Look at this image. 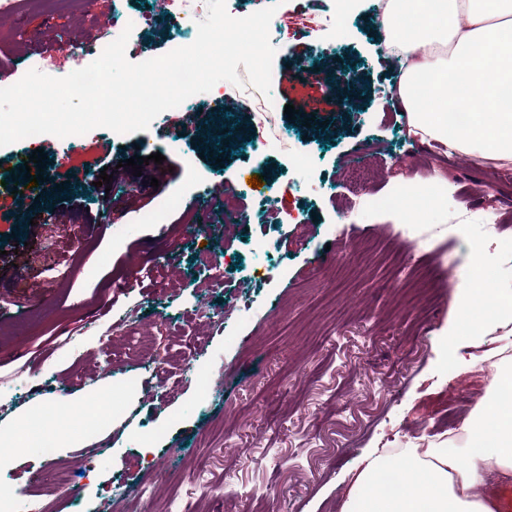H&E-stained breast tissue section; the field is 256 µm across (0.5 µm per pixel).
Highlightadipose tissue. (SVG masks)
<instances>
[{"mask_svg":"<svg viewBox=\"0 0 512 512\" xmlns=\"http://www.w3.org/2000/svg\"><path fill=\"white\" fill-rule=\"evenodd\" d=\"M416 28L400 25L403 15ZM377 25L388 45L402 51L400 93L410 114L413 135L483 160L512 161V107L499 102L502 86L512 87V0H389ZM456 78L481 92L480 109L467 95H449ZM464 112V125L448 123L450 112ZM472 276L458 296L457 309L472 332L486 329L474 300L493 303L497 316L512 321V289L490 287L485 254L473 248ZM512 392V358L503 357L479 408L463 426L464 442L454 451L415 443L399 457L372 450L345 492L343 512H492L475 489L490 477H512V406L500 396ZM399 475L403 491L383 492L386 472Z\"/></svg>","mask_w":512,"mask_h":512,"instance_id":"adipose-tissue-1","label":"adipose tissue"}]
</instances>
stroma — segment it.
Segmentation results:
<instances>
[{
	"label": "stroma",
	"mask_w": 512,
	"mask_h": 512,
	"mask_svg": "<svg viewBox=\"0 0 512 512\" xmlns=\"http://www.w3.org/2000/svg\"><path fill=\"white\" fill-rule=\"evenodd\" d=\"M113 0H16L0 18V69L20 70L28 57L63 39L99 37L121 20ZM149 22L131 40L164 47L178 30L160 0H138ZM348 28L324 29L331 0H284L275 14L271 96L280 110L258 118L266 96L252 86L221 81L195 95L188 112L159 114L143 131L115 138L96 128L78 142L46 136L44 170L72 241L50 237L31 200L13 196V169L31 148L0 147V429L30 423L51 400L82 409L69 427L45 417L57 442L53 461L36 445L0 455V486L45 512H342L345 489L372 448L399 450L413 437L462 429L482 402V379L447 377L446 353L479 362L508 350L512 331L467 333L454 316L455 294L441 292L439 312L426 322L396 304L406 281L389 259L405 242L413 211L428 214L412 247L416 269L448 264L458 285L469 278L466 248L488 247L489 265L512 282L507 255L475 223L498 219L512 236V180H495V162L409 135L398 91L399 63L384 53L374 23L378 0H344ZM305 68L302 79L288 69ZM357 91L346 96L341 77ZM291 104L313 113L311 124L287 119ZM227 114L244 138L276 148L263 159L230 143L222 159L207 155L215 113ZM161 144L163 164L133 176L124 161L137 143ZM111 144L122 166L112 188L87 192L94 159ZM371 179L351 181V161ZM67 176L58 187V176ZM257 176L260 187L248 186ZM157 178L159 187L149 184ZM221 185L242 214L238 223L198 198L201 185ZM452 189L449 211L466 221L441 224L432 203ZM391 200L398 220L380 210L360 213L361 191ZM110 200L100 223L96 200ZM159 211L151 224L145 216ZM220 226L210 239L188 235L201 221ZM222 272L223 287L211 276ZM111 300L113 319L102 318ZM225 319V331L213 327ZM26 343L17 347L13 329ZM207 368L209 392L186 373ZM134 383L117 397L116 414L85 409L90 393L111 397L114 379ZM95 469L78 471L88 454ZM152 492H145V485Z\"/></svg>",
	"instance_id": "1"
}]
</instances>
